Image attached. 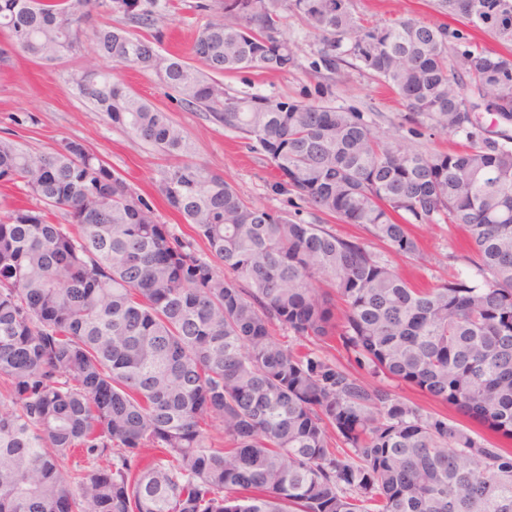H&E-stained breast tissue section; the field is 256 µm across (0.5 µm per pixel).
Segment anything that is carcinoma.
I'll list each match as a JSON object with an SVG mask.
<instances>
[{
  "mask_svg": "<svg viewBox=\"0 0 512 512\" xmlns=\"http://www.w3.org/2000/svg\"><path fill=\"white\" fill-rule=\"evenodd\" d=\"M433 4L511 51L451 49L446 23L365 27L350 0H199L205 75L155 48L161 0H0V60L57 64L102 19L103 65L74 90L175 160L155 191L191 230L160 223L80 140L37 153L0 136V183L31 198L0 212V512H512L511 449L363 378L512 438V0ZM283 9L325 71L349 58L396 91L398 126L467 145L408 146L329 99L230 94L217 76L296 66ZM118 66L154 72L269 161L294 214L194 161ZM304 208L361 234L308 224ZM415 224L460 230L476 277L419 288L369 248L416 257ZM393 390L400 396L409 399L410 401L414 402L415 404L421 406L422 408L428 411H434L448 415V418L458 420L460 423L467 426L472 431L481 434L485 437H489L490 439H492V441L498 443L499 445H502L504 448H512V439H507L505 437L494 435L478 421L461 416L454 410L436 403L435 401L431 400L428 396H426L424 393H421L420 391L414 388L408 387L404 384H400L398 386L397 384H393Z\"/></svg>",
  "mask_w": 512,
  "mask_h": 512,
  "instance_id": "1",
  "label": "carcinoma"
}]
</instances>
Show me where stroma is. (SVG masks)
<instances>
[{
  "label": "stroma",
  "mask_w": 512,
  "mask_h": 512,
  "mask_svg": "<svg viewBox=\"0 0 512 512\" xmlns=\"http://www.w3.org/2000/svg\"><path fill=\"white\" fill-rule=\"evenodd\" d=\"M196 2L170 0L168 12L175 23L160 41L161 54L189 57L193 40L207 21L206 15L196 10ZM351 9L366 25H383L400 17H438L431 0H351ZM283 35L294 45L295 68L283 73L243 70L227 74L223 77L225 88L239 96L259 94L273 99L315 100V89L323 81L314 65L315 38L295 15L288 17ZM100 63L92 40L87 37L79 51L55 66H43L21 55L0 64V136L12 133L35 152L51 150L66 137L81 140L100 153L138 193L153 196V183L166 166V158L106 122L101 113L72 90L73 74ZM116 76L148 102L169 112L192 141L196 161L223 174L246 200L292 212L287 197L269 190L276 169L262 156L242 147L235 134L211 121L205 112L181 105L153 73L121 67ZM333 91L334 105L363 113L378 131L399 135L406 143L419 140L443 151L462 148L465 143L459 135H425L418 139L409 129L397 128L394 119L404 110L399 96L353 68L342 67ZM413 233L422 254L415 260L392 256L391 261L400 272L415 276L422 284L468 274L469 268L461 259L463 238L459 230L445 224H419Z\"/></svg>",
  "instance_id": "1"
}]
</instances>
